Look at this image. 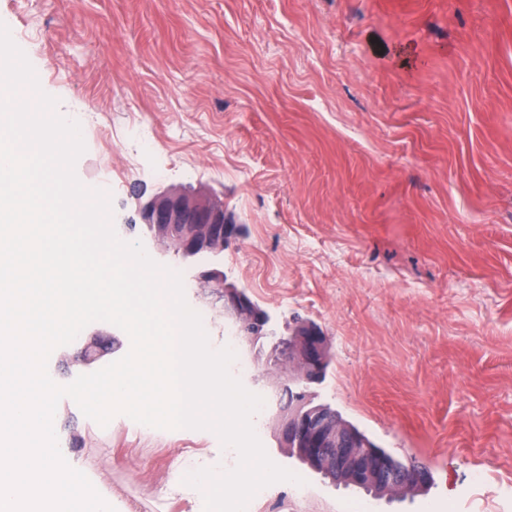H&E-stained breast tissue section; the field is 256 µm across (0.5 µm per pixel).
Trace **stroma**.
Returning a JSON list of instances; mask_svg holds the SVG:
<instances>
[{"label":"stroma","instance_id":"35a3bbf8","mask_svg":"<svg viewBox=\"0 0 512 512\" xmlns=\"http://www.w3.org/2000/svg\"><path fill=\"white\" fill-rule=\"evenodd\" d=\"M2 17L57 113H90L75 173L110 193L118 236L192 283L221 271L269 315L243 385L265 392L277 340L313 323L331 344L315 402L431 476L376 499L268 430L305 484L268 486L254 512H512V0H0ZM139 122L147 152L126 140ZM200 185L237 236L159 253L137 193ZM99 334L107 350L86 357ZM129 348L96 321L48 372L64 385ZM54 428L115 512H203L173 463L226 470L208 430L102 427L68 398Z\"/></svg>","mask_w":512,"mask_h":512}]
</instances>
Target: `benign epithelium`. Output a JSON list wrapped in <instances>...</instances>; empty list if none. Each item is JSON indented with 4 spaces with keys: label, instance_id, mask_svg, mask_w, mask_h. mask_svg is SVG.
<instances>
[{
    "label": "benign epithelium",
    "instance_id": "benign-epithelium-1",
    "mask_svg": "<svg viewBox=\"0 0 512 512\" xmlns=\"http://www.w3.org/2000/svg\"><path fill=\"white\" fill-rule=\"evenodd\" d=\"M139 217L163 251L176 246L183 258L220 252L237 233L224 212V202L204 191L157 192L139 203ZM196 281L220 304L224 321L236 329L246 352L253 353L260 338L269 335L268 314L243 290L220 282L216 269L199 271ZM329 349L324 332L307 322L297 324L281 342L271 363L288 379V399L277 403L274 413L280 447L310 469L366 488L379 498L399 499L424 491L429 485L425 467L405 464L384 450L370 447L339 413L310 405L301 383L321 380Z\"/></svg>",
    "mask_w": 512,
    "mask_h": 512
}]
</instances>
